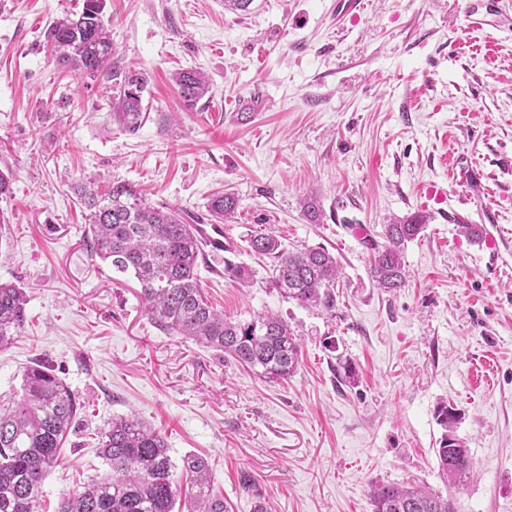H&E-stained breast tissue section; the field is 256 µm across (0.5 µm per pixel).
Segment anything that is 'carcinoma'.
Instances as JSON below:
<instances>
[{"label":"carcinoma","mask_w":512,"mask_h":512,"mask_svg":"<svg viewBox=\"0 0 512 512\" xmlns=\"http://www.w3.org/2000/svg\"><path fill=\"white\" fill-rule=\"evenodd\" d=\"M105 6L106 0H84L80 13L52 23L45 39L59 66L87 76L108 74L118 92L115 118L133 133L145 117L143 94L149 78L113 59L103 21ZM174 80L186 107L210 91L204 74L196 70H181ZM75 194L89 224L90 255L117 273L133 275L145 313L158 329L193 338L270 381L294 374L299 345L284 319L267 312L242 324L209 302L198 278L203 244L186 214L147 201L137 185L126 181H114L103 192L84 184ZM237 204L233 194L221 193L211 198L207 211L211 220L222 224L234 217ZM425 225L422 214L384 225L386 245L374 249L370 265L378 287L404 286L405 247ZM248 246L272 260L275 284L283 295L302 306L336 310L339 267L326 248L290 252L270 230L251 235ZM25 306L21 288L0 283V349L20 335ZM82 408L79 397L42 364L24 371L21 396L0 397V512H39L42 482L57 465L60 446ZM437 419L444 429L436 449L439 473L448 484L457 485L470 473L471 457L454 434L457 416L448 412V405L439 406ZM168 451L164 438L138 417L112 419L102 432L100 448L110 474L90 480L60 503L57 512H174L181 487ZM181 471L189 490L186 512H227L224 499L214 491L205 457L185 455ZM370 503L372 512H455L450 496L393 483L373 484Z\"/></svg>","instance_id":"cac0c4a2"}]
</instances>
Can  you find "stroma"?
I'll use <instances>...</instances> for the list:
<instances>
[{
  "instance_id": "stroma-1",
  "label": "stroma",
  "mask_w": 512,
  "mask_h": 512,
  "mask_svg": "<svg viewBox=\"0 0 512 512\" xmlns=\"http://www.w3.org/2000/svg\"><path fill=\"white\" fill-rule=\"evenodd\" d=\"M82 6L0 0V282L27 295L25 326L0 350V396L43 360L84 404L42 512L107 472L100 432L131 413L173 462L208 457L229 512H253L259 495L269 512H372L375 482L452 496L456 512H512V0H363L342 23L336 0H106L116 57L150 76L134 133L112 116L109 81L60 68L45 42L53 18ZM182 69L210 80L193 109L172 81ZM99 180L199 216L234 193V246L206 251L201 287L233 320L287 321L296 372L271 382L158 330L137 281L89 256L74 190ZM434 184L445 205L427 203ZM307 197L321 223L305 218ZM418 212L406 283L383 291L371 247ZM463 224L500 239L495 263ZM267 228L286 249L335 256L334 313L275 288L271 260L247 243ZM228 262L249 280L225 276ZM443 403L472 458L456 491L435 454Z\"/></svg>"
}]
</instances>
